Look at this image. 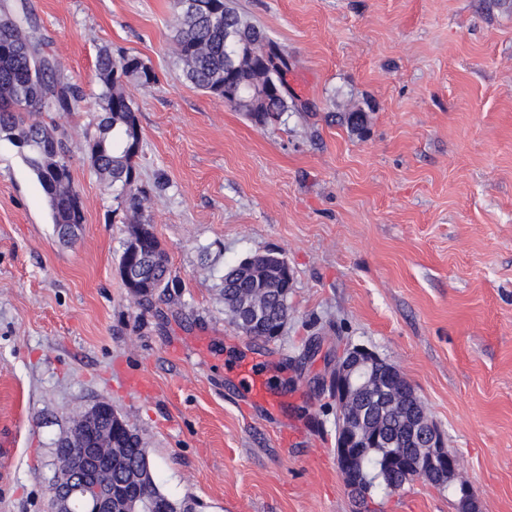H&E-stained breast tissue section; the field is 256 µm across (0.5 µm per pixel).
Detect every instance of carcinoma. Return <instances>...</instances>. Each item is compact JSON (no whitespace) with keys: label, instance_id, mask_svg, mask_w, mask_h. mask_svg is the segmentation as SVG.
Here are the masks:
<instances>
[{"label":"carcinoma","instance_id":"obj_1","mask_svg":"<svg viewBox=\"0 0 512 512\" xmlns=\"http://www.w3.org/2000/svg\"><path fill=\"white\" fill-rule=\"evenodd\" d=\"M179 8L175 36L178 58L186 79L255 124L265 126L282 118L295 106L288 101L286 75L288 53L263 31L241 16L229 0H176ZM37 19L32 10L16 4H0V137L10 140L35 176L50 209L54 232L65 239L85 223L81 197L72 180L71 138L59 125L34 119L42 112L69 115L84 98L78 88L65 83L55 58L43 50L36 37ZM141 84L155 82V74L135 55L114 57L103 47L96 59L98 92L94 94L97 121L83 131L90 164L105 188L125 199L130 216L119 264L129 261L141 270L138 304L151 303L178 287L169 259L151 225L142 220L146 192L135 187V159L141 151L137 108L124 89V79ZM282 256H258L257 264L244 275L222 279L220 296L224 311L235 327L247 308L260 314L261 329L254 337L264 343L278 338V329L288 318L291 286L282 277ZM410 407L380 408L368 399L355 421L361 429L380 417L391 428L403 426ZM87 411L73 417L70 431L59 438L56 453L79 448V431ZM100 446L112 448V471L99 470L96 478L123 484L126 495L115 508L140 512L152 505L153 512H181L185 504L171 500L157 486L147 448L137 429L124 422L118 432L110 421L97 422ZM392 448L383 443L364 448V471L375 497L396 493L404 487L402 474L385 467Z\"/></svg>","mask_w":512,"mask_h":512}]
</instances>
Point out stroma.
<instances>
[{
  "label": "stroma",
  "mask_w": 512,
  "mask_h": 512,
  "mask_svg": "<svg viewBox=\"0 0 512 512\" xmlns=\"http://www.w3.org/2000/svg\"><path fill=\"white\" fill-rule=\"evenodd\" d=\"M65 81L92 93L102 47L157 76L125 82L141 129L143 215L179 282L138 305L119 273L124 204L69 116L85 222L59 241L41 187L0 137V512H50L56 440L109 401L139 431L156 483L196 512H353L336 404L307 358L367 347L415 385L479 512H512V0H232L284 48L298 100L255 126L188 82L174 0H27ZM363 110V131L341 115ZM277 251L293 271L283 335L239 332L228 267ZM262 364L277 406L252 399ZM383 512H457L415 481ZM240 372L244 376V380L248 385L250 394L254 399H258L266 403L272 400L271 396L268 398V394L265 392L263 371L256 364L247 366L240 370Z\"/></svg>",
  "instance_id": "1"
}]
</instances>
